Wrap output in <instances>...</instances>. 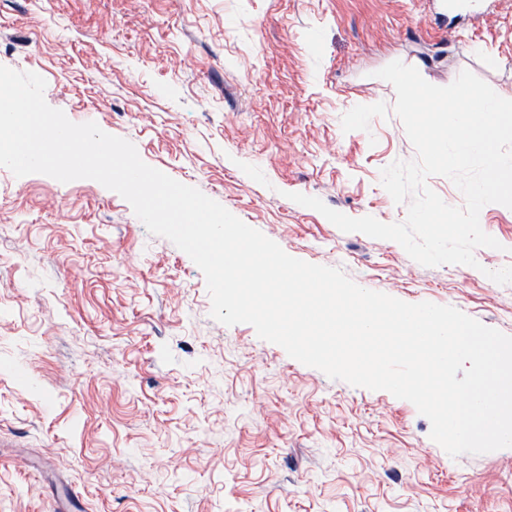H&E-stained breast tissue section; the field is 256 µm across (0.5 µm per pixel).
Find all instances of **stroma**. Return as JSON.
Wrapping results in <instances>:
<instances>
[{"mask_svg": "<svg viewBox=\"0 0 512 512\" xmlns=\"http://www.w3.org/2000/svg\"><path fill=\"white\" fill-rule=\"evenodd\" d=\"M0 0V65L132 142L300 260L512 336V209L477 267H425L291 201L403 221L381 171L416 150L377 72L512 99V0ZM409 401L211 316L201 270L91 179L0 166V512H512V448L450 457Z\"/></svg>", "mask_w": 512, "mask_h": 512, "instance_id": "stroma-1", "label": "stroma"}]
</instances>
